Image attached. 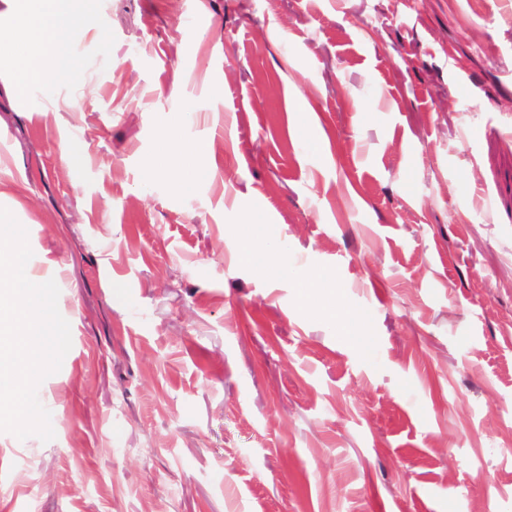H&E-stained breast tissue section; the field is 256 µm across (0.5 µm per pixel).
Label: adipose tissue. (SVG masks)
<instances>
[{"label":"adipose tissue","mask_w":512,"mask_h":512,"mask_svg":"<svg viewBox=\"0 0 512 512\" xmlns=\"http://www.w3.org/2000/svg\"><path fill=\"white\" fill-rule=\"evenodd\" d=\"M84 0H9L11 39L6 55L17 88L60 81L58 60L68 53L69 30L84 12Z\"/></svg>","instance_id":"1"}]
</instances>
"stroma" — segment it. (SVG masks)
<instances>
[{
	"label": "stroma",
	"instance_id": "stroma-1",
	"mask_svg": "<svg viewBox=\"0 0 512 512\" xmlns=\"http://www.w3.org/2000/svg\"><path fill=\"white\" fill-rule=\"evenodd\" d=\"M69 54L0 58L72 341L0 512H512V0H91Z\"/></svg>",
	"mask_w": 512,
	"mask_h": 512
}]
</instances>
